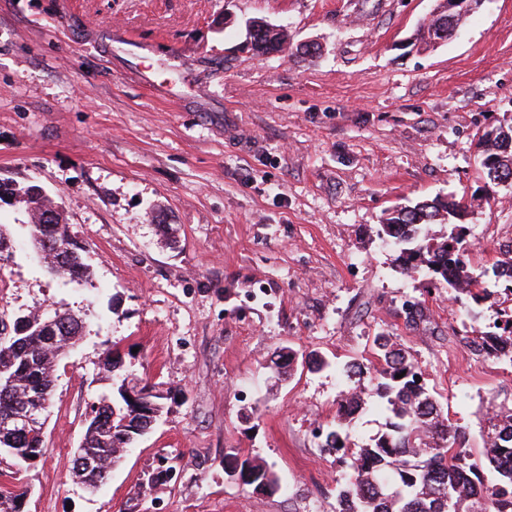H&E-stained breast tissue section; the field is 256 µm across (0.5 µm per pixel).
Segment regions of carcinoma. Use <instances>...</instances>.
Returning <instances> with one entry per match:
<instances>
[{
	"mask_svg": "<svg viewBox=\"0 0 512 512\" xmlns=\"http://www.w3.org/2000/svg\"><path fill=\"white\" fill-rule=\"evenodd\" d=\"M288 36L282 29L257 30L246 36L243 52L260 57L283 51ZM481 170L492 181L512 180V140H487ZM22 195L31 209L22 225L25 236L39 233L50 247L40 257L45 270L63 279L94 287L93 273L81 248L71 235L55 202L35 184L15 188L0 182V200L6 195ZM464 209L461 203L440 205L419 203L395 211L381 234L390 238L399 250L401 272L407 276L424 268L435 288L448 286L457 293V301L467 298L475 304L485 302L492 291L481 287L480 276L471 270L465 227L451 225L441 236L431 235L425 226L437 221L441 213L456 218ZM54 327L64 329L56 336L42 324L28 323L22 328L12 324L8 338H0V368L12 384H0V418L25 405L40 403L51 407L56 368L65 356L63 349L74 348L85 336V321L61 307L54 310ZM487 355L512 362V309L501 324L482 337ZM103 369L112 379L110 393H102L91 404L94 414L87 425L81 450L99 460L98 472L74 467V475L84 484L112 470L128 448L151 429L143 422L142 431H130L133 421L142 418L139 407L125 392L137 388L159 387L120 376L121 362L107 354ZM404 373L399 378L397 374ZM347 377L360 384L359 401L374 396L386 413L385 431L372 444L353 448L348 442L350 403L345 393L336 402V423L321 431V447L330 453L343 452L352 458L350 471L337 489L339 512H512V408H501L488 418L483 448L468 447L466 430L449 422L442 407L426 388L423 374L410 353L391 337L374 339V356L369 363L347 365ZM44 435L31 430L13 436L0 432V455L22 464L32 454L43 455ZM225 472H235L241 484L274 494L279 479L270 466L231 448L224 454ZM27 491L16 485L0 489V512H23Z\"/></svg>",
	"mask_w": 512,
	"mask_h": 512,
	"instance_id": "carcinoma-1",
	"label": "carcinoma"
}]
</instances>
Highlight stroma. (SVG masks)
<instances>
[{
  "instance_id": "stroma-1",
  "label": "stroma",
  "mask_w": 512,
  "mask_h": 512,
  "mask_svg": "<svg viewBox=\"0 0 512 512\" xmlns=\"http://www.w3.org/2000/svg\"><path fill=\"white\" fill-rule=\"evenodd\" d=\"M433 0H0V181L60 204L93 290L0 253V321L51 306L86 321L58 365L45 452L15 469L24 512H336L344 473L315 433L352 361L401 343L469 445L512 408V364L475 352L497 299L462 311L406 276L378 236L393 210L460 201L470 266L512 245V184L480 171L483 134L512 115V0H484L456 36L411 45ZM284 26L297 53L251 58L245 23ZM132 37L147 49L130 52ZM423 317L405 320L404 301ZM326 367L278 381L282 348ZM114 350L162 383V416L109 480L73 473ZM282 485L256 493L228 449ZM176 472L156 484L163 462ZM229 466L228 468H226ZM224 470L236 472L242 486L252 487L253 490L263 488L265 493H276L281 486L279 479L270 466L256 458L242 455L236 448L229 449L224 454Z\"/></svg>"
}]
</instances>
